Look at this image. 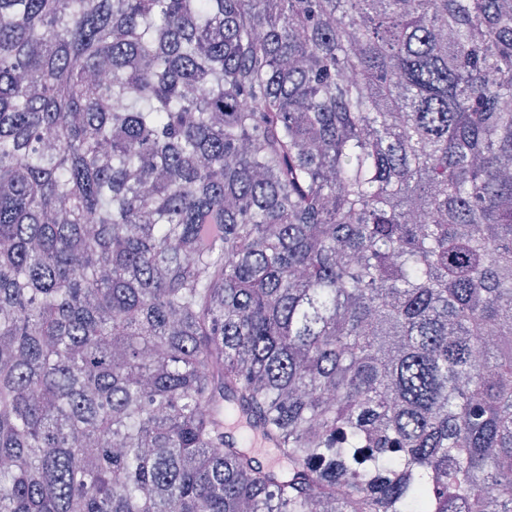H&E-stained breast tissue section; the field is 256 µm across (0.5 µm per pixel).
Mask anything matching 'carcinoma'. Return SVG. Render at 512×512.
I'll use <instances>...</instances> for the list:
<instances>
[{
    "label": "carcinoma",
    "mask_w": 512,
    "mask_h": 512,
    "mask_svg": "<svg viewBox=\"0 0 512 512\" xmlns=\"http://www.w3.org/2000/svg\"><path fill=\"white\" fill-rule=\"evenodd\" d=\"M0 512H512V0H0Z\"/></svg>",
    "instance_id": "1"
}]
</instances>
